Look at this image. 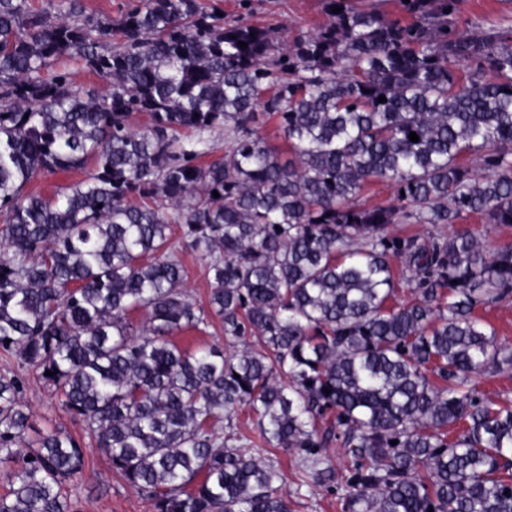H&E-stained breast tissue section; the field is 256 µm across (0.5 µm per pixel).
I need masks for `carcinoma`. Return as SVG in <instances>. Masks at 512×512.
Masks as SVG:
<instances>
[{
  "instance_id": "cac0c4a2",
  "label": "carcinoma",
  "mask_w": 512,
  "mask_h": 512,
  "mask_svg": "<svg viewBox=\"0 0 512 512\" xmlns=\"http://www.w3.org/2000/svg\"><path fill=\"white\" fill-rule=\"evenodd\" d=\"M404 8L325 0L328 22L289 39L200 0L117 19L0 0V348L155 512H290L271 447L345 512H512V404L476 397L512 351L473 315L512 291V247L389 231L512 224V24L463 30L459 0ZM270 118L286 158L260 135ZM219 128L224 156L203 164ZM73 168L88 172L53 199L23 192ZM376 183L388 203L364 199ZM183 245L208 261L210 317L256 343L173 341L208 324L180 289ZM392 256L415 292L398 306ZM24 387L0 377V512H71L85 450L58 430L26 447ZM243 406L257 441L216 429Z\"/></svg>"
}]
</instances>
